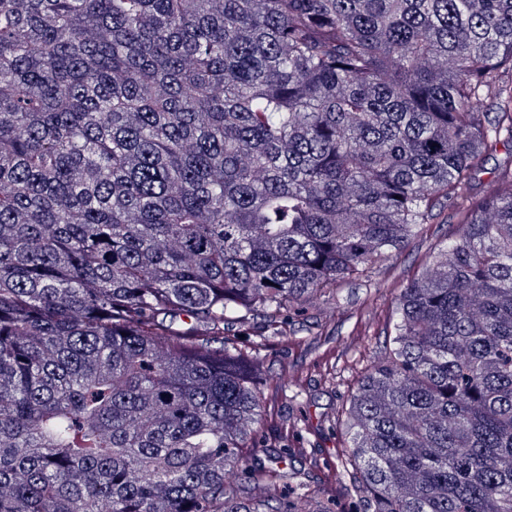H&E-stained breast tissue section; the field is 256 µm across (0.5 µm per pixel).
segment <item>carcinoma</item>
I'll list each match as a JSON object with an SVG mask.
<instances>
[{
	"label": "carcinoma",
	"instance_id": "1",
	"mask_svg": "<svg viewBox=\"0 0 512 512\" xmlns=\"http://www.w3.org/2000/svg\"><path fill=\"white\" fill-rule=\"evenodd\" d=\"M512 0H0V512H512ZM400 289L323 481L267 326ZM349 479L351 493L337 498ZM511 161L512 154L506 149H502L496 155L487 158L483 162L482 171L479 172L475 180V196L480 197L492 192L497 186L498 172L504 168H512Z\"/></svg>",
	"mask_w": 512,
	"mask_h": 512
}]
</instances>
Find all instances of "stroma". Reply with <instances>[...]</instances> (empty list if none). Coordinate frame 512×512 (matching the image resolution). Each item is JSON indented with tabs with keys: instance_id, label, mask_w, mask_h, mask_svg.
<instances>
[{
	"instance_id": "obj_1",
	"label": "stroma",
	"mask_w": 512,
	"mask_h": 512,
	"mask_svg": "<svg viewBox=\"0 0 512 512\" xmlns=\"http://www.w3.org/2000/svg\"><path fill=\"white\" fill-rule=\"evenodd\" d=\"M457 228L456 217L441 211L406 249L353 276L325 297L304 304L302 315L281 330L268 328L260 317L244 327L238 345L246 350L259 348L265 357L279 421L304 415L308 453L332 462L347 447L345 429L331 426L330 416L341 413L358 380L383 357L400 288L421 272ZM314 345L338 358L341 373L335 384L320 379L310 351Z\"/></svg>"
}]
</instances>
